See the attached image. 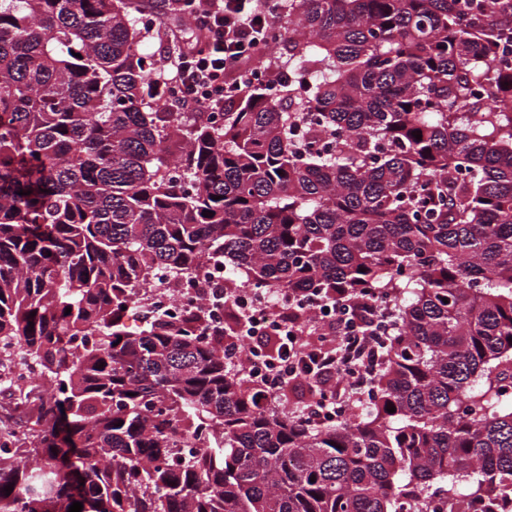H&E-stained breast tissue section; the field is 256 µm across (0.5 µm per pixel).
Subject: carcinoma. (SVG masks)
I'll return each instance as SVG.
<instances>
[{
    "instance_id": "carcinoma-1",
    "label": "carcinoma",
    "mask_w": 512,
    "mask_h": 512,
    "mask_svg": "<svg viewBox=\"0 0 512 512\" xmlns=\"http://www.w3.org/2000/svg\"><path fill=\"white\" fill-rule=\"evenodd\" d=\"M140 18L0 0V370L45 377L0 426V512H512V0H286L288 92L221 125L169 111ZM206 255L230 288L391 289L364 406L257 408L232 310L130 329Z\"/></svg>"
}]
</instances>
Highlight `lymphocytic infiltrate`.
Wrapping results in <instances>:
<instances>
[{"instance_id": "lymphocytic-infiltrate-1", "label": "lymphocytic infiltrate", "mask_w": 512, "mask_h": 512, "mask_svg": "<svg viewBox=\"0 0 512 512\" xmlns=\"http://www.w3.org/2000/svg\"><path fill=\"white\" fill-rule=\"evenodd\" d=\"M198 38L170 57L168 84L179 95L176 112L223 111L256 85H287L288 70L269 54L282 0H182ZM243 333L224 339V355L245 377H257L252 397L266 409L284 401L299 382L310 388L300 419L320 424L330 414L355 411L380 362L385 322L376 303L295 298L273 313L242 315Z\"/></svg>"}]
</instances>
